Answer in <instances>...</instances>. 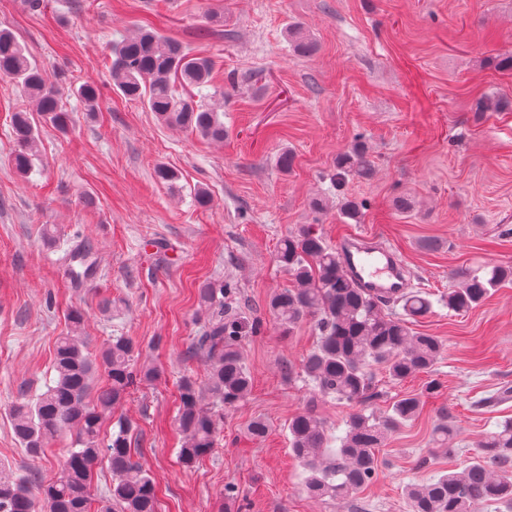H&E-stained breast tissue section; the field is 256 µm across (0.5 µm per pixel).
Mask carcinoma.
Listing matches in <instances>:
<instances>
[{
	"label": "carcinoma",
	"mask_w": 512,
	"mask_h": 512,
	"mask_svg": "<svg viewBox=\"0 0 512 512\" xmlns=\"http://www.w3.org/2000/svg\"><path fill=\"white\" fill-rule=\"evenodd\" d=\"M289 36L301 54L314 51L313 42L301 30L294 28ZM112 53V85L117 93L144 103L167 126L224 140V113L206 103L203 94L212 80L209 59L195 57L183 44L159 35L151 21L142 22ZM0 78L14 82L33 104V111L60 128L65 126L61 89L45 78L8 29H0ZM71 93L91 108L98 99L91 80L71 88ZM31 112L18 110L10 120L18 145L13 163L23 175L31 172L37 152L38 130ZM337 167L339 184L350 174L371 173L362 146L341 155ZM70 260L75 263L69 269L71 284L90 279L97 259L89 242L73 250ZM276 260L293 287L270 298L271 312L285 329L307 317L316 322L315 345L302 363L305 376L319 393L356 405L341 436L329 433L311 409L291 418V454L303 469L310 497L346 504L377 481L379 448L419 417L425 399L441 391L442 383L432 372L445 343L439 336L410 327V321L431 313L427 297L412 289L381 296L362 287L342 257L309 225L281 239ZM507 285H512V264L462 270L439 301L450 312L466 314ZM234 289L230 280L209 282L199 289L200 305L211 310V317L188 350V358L204 359L207 389L212 403L220 407H233L251 393L253 379L240 340L260 331L258 322L224 313V296ZM68 321L69 331L55 343L54 378L45 391L14 405L10 416L16 440L31 457L39 456L50 439L67 431L75 435L74 447L67 450L57 477L40 485L36 495L31 490L38 483L36 473L0 468V512H93L94 468L103 459L112 470V487L99 512H157V483L134 459L132 422L118 419L109 439H101L103 420L125 401L130 387L138 379L153 380L156 372L135 369L139 346L127 336L106 340L98 355L91 356L81 336L82 313L71 311ZM374 366L396 382L417 374L427 379L420 392L396 398L389 410L377 414L370 410L376 397ZM100 367L107 381L96 389ZM450 418V409L441 407L432 432L436 452L445 456L457 452ZM177 423L183 435L178 458L183 467L192 468L214 448L217 424L201 405L200 388L190 376L180 381ZM404 499L408 512H487L491 507L494 512H512V419L496 423L495 429L485 433L462 470H438L426 481L406 486Z\"/></svg>",
	"instance_id": "1"
}]
</instances>
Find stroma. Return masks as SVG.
<instances>
[{"label":"stroma","mask_w":512,"mask_h":512,"mask_svg":"<svg viewBox=\"0 0 512 512\" xmlns=\"http://www.w3.org/2000/svg\"><path fill=\"white\" fill-rule=\"evenodd\" d=\"M213 11L223 12V26L208 24ZM144 20L214 61L224 142L168 127L113 91L112 45ZM295 26L315 43L313 54L293 50ZM0 28L60 81L68 114L62 130L35 117L38 156L20 176L7 113L24 98L0 79L1 462L46 482L72 445L68 434L43 457L28 456L9 409L43 391L73 309L84 314L90 351L128 336L140 364L158 372L131 387L118 414L135 424L134 454L162 490L159 512H407L405 485L462 469L467 449L512 418V400L479 403L512 384V286L465 315L437 303L454 269L512 262V70L493 65L512 54V0H41L36 9L0 0ZM86 80L99 91L92 111L68 91ZM483 96L509 105L479 111ZM360 141L372 173L336 193V159ZM284 147L294 154L286 173L275 164ZM160 165L175 182L157 180ZM199 188L209 207L195 203ZM319 197L321 211L311 206ZM346 197L364 204L360 221L342 216ZM400 198L408 209L396 208ZM306 224L333 247L362 234L393 249L411 288L434 302L415 331L446 344L433 372L441 392L388 439L376 483L344 508L304 493L288 422L311 403L339 436L352 407L311 395L302 363L314 320L287 331L268 307L290 285L276 246ZM46 226L54 240L43 237ZM84 237L96 244L98 270L75 288L66 250ZM215 280L237 285L226 308L262 324L241 341L254 385L244 402L217 409L218 441L187 469L177 458L175 397L183 376L205 379L187 350L208 318L198 290ZM442 406L454 411L461 446L450 458L432 442ZM257 418L268 423L262 439L249 430Z\"/></svg>","instance_id":"stroma-1"}]
</instances>
